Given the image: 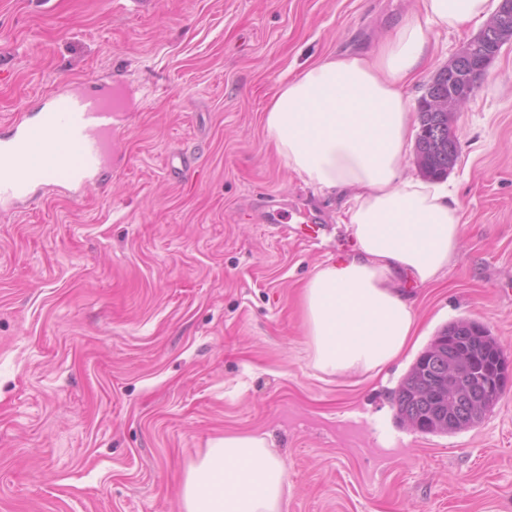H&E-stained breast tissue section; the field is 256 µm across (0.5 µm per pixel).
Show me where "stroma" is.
<instances>
[{
    "label": "stroma",
    "mask_w": 512,
    "mask_h": 512,
    "mask_svg": "<svg viewBox=\"0 0 512 512\" xmlns=\"http://www.w3.org/2000/svg\"><path fill=\"white\" fill-rule=\"evenodd\" d=\"M411 4L0 0L1 137L62 80L129 95L104 184L0 213V512H181L189 465L250 432L286 466L281 512H512V380L454 434L412 430L391 400L459 319L512 360V43L456 114L462 248L414 287L410 348L375 377L307 353L301 289L351 237L264 112L302 65L373 50ZM476 34L434 33L409 102Z\"/></svg>",
    "instance_id": "stroma-1"
}]
</instances>
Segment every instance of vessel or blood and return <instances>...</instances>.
Segmentation results:
<instances>
[{
	"instance_id": "1",
	"label": "vessel or blood",
	"mask_w": 512,
	"mask_h": 512,
	"mask_svg": "<svg viewBox=\"0 0 512 512\" xmlns=\"http://www.w3.org/2000/svg\"><path fill=\"white\" fill-rule=\"evenodd\" d=\"M119 118L111 91L59 82L45 111L29 123L14 121L10 135L0 139V208L36 201L43 185L79 197L105 174ZM45 138L51 144L42 159L29 163L31 142Z\"/></svg>"
}]
</instances>
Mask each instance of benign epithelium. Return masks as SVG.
I'll list each match as a JSON object with an SVG mask.
<instances>
[{
    "mask_svg": "<svg viewBox=\"0 0 512 512\" xmlns=\"http://www.w3.org/2000/svg\"><path fill=\"white\" fill-rule=\"evenodd\" d=\"M494 17L495 23L484 27L475 38L460 48L444 67L442 76L428 85L425 94L418 100L417 111L443 112L466 101L467 96L464 94L466 88L485 74L501 47L512 41V0H500ZM444 81L448 82L446 97L437 92L440 83ZM493 362L494 365L487 367L486 372L475 370L472 376L482 381L487 374L490 378L488 386L498 388L502 385L507 360L495 352Z\"/></svg>",
    "mask_w": 512,
    "mask_h": 512,
    "instance_id": "benign-epithelium-1",
    "label": "benign epithelium"
}]
</instances>
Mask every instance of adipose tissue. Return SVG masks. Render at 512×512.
Listing matches in <instances>:
<instances>
[{
  "label": "adipose tissue",
  "mask_w": 512,
  "mask_h": 512,
  "mask_svg": "<svg viewBox=\"0 0 512 512\" xmlns=\"http://www.w3.org/2000/svg\"><path fill=\"white\" fill-rule=\"evenodd\" d=\"M493 13L494 0H419L373 56L307 64L265 111L288 168L344 197L354 239L304 288L308 356L318 372L378 374L402 356L416 325L407 286L437 280L459 252L457 202L443 186L400 171L415 125L402 87L427 64L431 32L481 25ZM287 492L268 434L227 435L189 466L182 512H280Z\"/></svg>",
  "instance_id": "obj_1"
}]
</instances>
